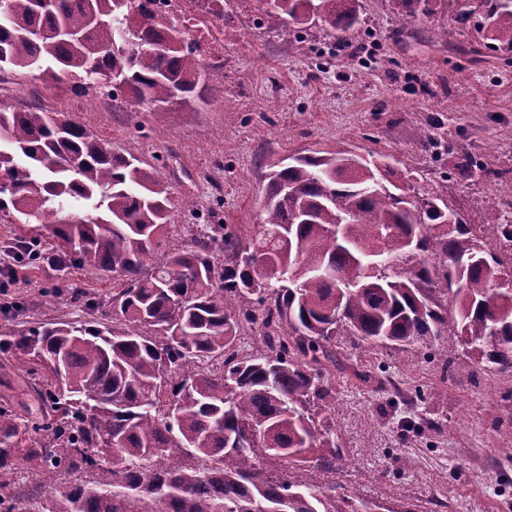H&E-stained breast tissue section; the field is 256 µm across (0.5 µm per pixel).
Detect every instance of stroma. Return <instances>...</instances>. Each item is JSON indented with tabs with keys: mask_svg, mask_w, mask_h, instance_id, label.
<instances>
[{
	"mask_svg": "<svg viewBox=\"0 0 512 512\" xmlns=\"http://www.w3.org/2000/svg\"><path fill=\"white\" fill-rule=\"evenodd\" d=\"M474 2L430 0L405 26L396 0H358L359 23L340 49L321 24L287 37L261 26L263 0H225L223 17L212 20L224 31V64L203 102L104 112L97 88L53 91L19 74L0 96L69 113L113 152L154 166L172 186L165 233L178 244L201 224L252 229L262 221L271 164L339 143L390 156L395 178L446 195L465 223L480 224L489 200H512V178L455 181L451 148L512 170V51L474 54L470 32L454 21L455 10ZM425 124L445 150H423ZM66 277L107 302L110 273L20 267L0 252V307L24 303L22 329L84 319L66 297L44 296ZM336 353L324 382L336 396L344 460L333 473L298 469V480L366 500L375 512H512V458L502 454L512 448V373L472 371L448 337L404 352L352 338Z\"/></svg>",
	"mask_w": 512,
	"mask_h": 512,
	"instance_id": "1",
	"label": "stroma"
}]
</instances>
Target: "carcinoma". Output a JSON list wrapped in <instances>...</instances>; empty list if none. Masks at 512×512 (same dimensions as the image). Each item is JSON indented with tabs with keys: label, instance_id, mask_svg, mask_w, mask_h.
<instances>
[{
	"label": "carcinoma",
	"instance_id": "1",
	"mask_svg": "<svg viewBox=\"0 0 512 512\" xmlns=\"http://www.w3.org/2000/svg\"><path fill=\"white\" fill-rule=\"evenodd\" d=\"M355 0H266L269 27L318 22L346 42ZM478 44L512 49V4L480 0ZM177 27L137 0H0V71L44 84L92 82L155 112L203 99L208 73ZM384 156L307 149L267 181L263 224L247 236L210 224L188 244L164 234L168 182L115 154L62 112L0 98V214L54 240L56 268L112 273L110 310L83 286L64 294L89 319L0 323V379L29 365L38 413L0 402V512H372L263 460L336 470L331 389L322 365L338 337L407 348L439 336L474 365L512 372V246L499 203L466 224L448 196L420 195L381 170ZM460 181L499 180L468 153ZM221 244L224 260L214 256ZM27 237L3 243L28 258ZM257 327L239 353L244 324ZM35 465L42 501L15 492ZM91 480L70 484L64 473Z\"/></svg>",
	"mask_w": 512,
	"mask_h": 512
}]
</instances>
